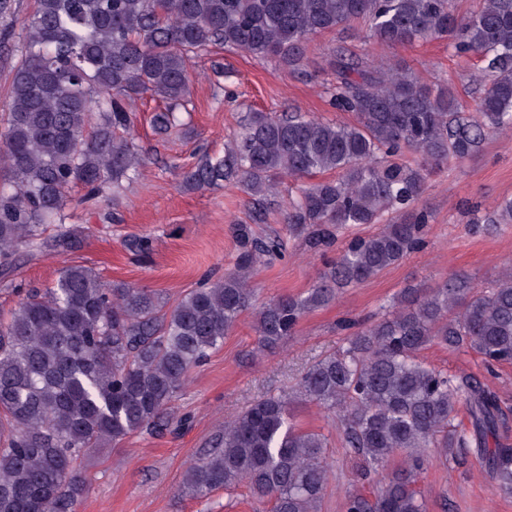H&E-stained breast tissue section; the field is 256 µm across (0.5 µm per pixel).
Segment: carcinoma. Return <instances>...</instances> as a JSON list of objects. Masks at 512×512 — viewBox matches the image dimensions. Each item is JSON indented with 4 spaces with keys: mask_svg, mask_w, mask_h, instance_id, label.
<instances>
[{
    "mask_svg": "<svg viewBox=\"0 0 512 512\" xmlns=\"http://www.w3.org/2000/svg\"><path fill=\"white\" fill-rule=\"evenodd\" d=\"M355 22L392 46L447 38L456 53L480 56L471 111L461 110L450 83L435 90L406 68L338 52L331 105L353 122L250 112L224 154L180 167L188 190L224 185L249 195L256 221L284 179L336 173L289 199V237L325 249L351 225L382 228L350 238L300 296L256 305L255 267L284 256L287 240L249 224L234 225V266L172 306L147 288L108 287L76 264L63 265L51 288L20 291L17 307L0 318V512H75L86 490L82 454L115 448L134 432L163 431L191 369L245 312L254 313L259 344L275 349L338 290L420 250L430 215L416 204L428 177L512 129V0H480L464 18L452 0H35L0 114L3 274L20 250L45 246L46 224L57 226V252L80 247L81 236L64 227L71 189L85 188L89 202L138 171L131 105L151 92L165 103L154 128L177 126L190 97L192 54L222 45L298 68L312 37ZM509 220L512 199L478 223ZM434 341L464 348L489 368L512 362V269L486 285L451 275L429 290L405 287L372 325L304 372L297 398L336 415L345 447L362 461L357 480L405 454L374 497L346 495L343 512H426L415 486L428 448L444 456L450 448L473 451L497 487L512 492L498 395L475 375L424 363L419 352ZM461 404L468 427L454 425ZM290 405L286 394L263 396L225 421L187 468V492L203 498L244 483L255 500L272 503L271 512H320L327 441L292 423Z\"/></svg>",
    "mask_w": 512,
    "mask_h": 512,
    "instance_id": "obj_1",
    "label": "carcinoma"
}]
</instances>
